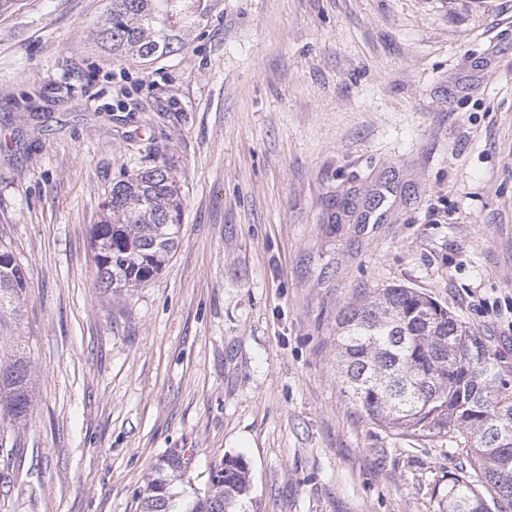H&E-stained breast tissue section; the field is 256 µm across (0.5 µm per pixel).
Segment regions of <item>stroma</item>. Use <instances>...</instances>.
I'll return each instance as SVG.
<instances>
[{"mask_svg": "<svg viewBox=\"0 0 512 512\" xmlns=\"http://www.w3.org/2000/svg\"><path fill=\"white\" fill-rule=\"evenodd\" d=\"M108 0H0V243L26 276L34 402L0 433V512H137L225 458L246 512H437L454 435L372 424L336 316L403 285L512 363V0H213L177 52L112 55ZM165 164L183 203L159 274L99 287L113 183Z\"/></svg>", "mask_w": 512, "mask_h": 512, "instance_id": "35a3bbf8", "label": "stroma"}]
</instances>
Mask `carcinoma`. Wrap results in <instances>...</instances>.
I'll return each instance as SVG.
<instances>
[{"label": "carcinoma", "mask_w": 512, "mask_h": 512, "mask_svg": "<svg viewBox=\"0 0 512 512\" xmlns=\"http://www.w3.org/2000/svg\"><path fill=\"white\" fill-rule=\"evenodd\" d=\"M211 11V0H109L92 28L115 55L148 60L181 49ZM182 202L164 165L112 185L104 219L91 245L98 282L115 292L137 287L172 258L180 243ZM25 274L0 246V322L19 316ZM336 375L364 418L398 434L421 437L458 432L472 465L497 497L488 503L466 477H448L437 512L512 509V370L448 306L404 286L377 288L336 319ZM32 366L8 339L0 341V426L24 425L32 409ZM186 462L171 452L169 476ZM245 463L229 458L208 491L180 512H237L248 497ZM140 512H175L168 479L151 478L138 496Z\"/></svg>", "instance_id": "carcinoma-1"}]
</instances>
